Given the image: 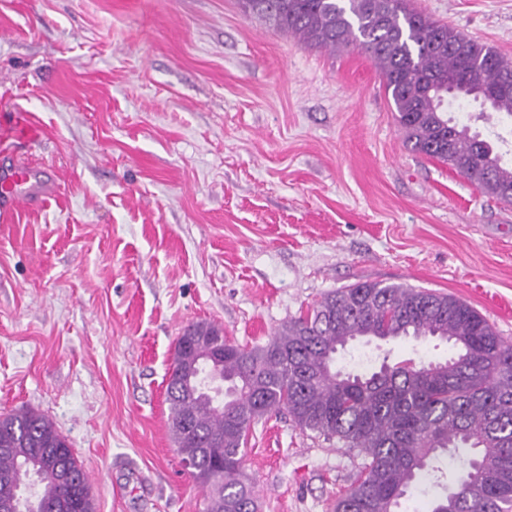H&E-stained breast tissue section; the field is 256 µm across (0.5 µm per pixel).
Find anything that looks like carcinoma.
Masks as SVG:
<instances>
[{"label": "carcinoma", "mask_w": 512, "mask_h": 512, "mask_svg": "<svg viewBox=\"0 0 512 512\" xmlns=\"http://www.w3.org/2000/svg\"><path fill=\"white\" fill-rule=\"evenodd\" d=\"M242 11L307 44L357 46L377 68L385 94L417 153L448 164L487 195L512 204V165L448 118L459 95L512 119V60L408 7L407 0H239ZM179 337L165 401L180 456L205 491L203 512H258L243 475L248 436L272 412L303 432L358 450L364 462L334 512H397L426 479L443 489L429 512H512V345L467 302L424 288L357 282L326 294L265 343L244 346L207 321ZM435 338L443 361L409 366L383 359L371 373L333 369L358 339ZM472 456L462 474L435 466L450 449ZM0 501L17 512H95L86 473L44 414L0 417Z\"/></svg>", "instance_id": "1"}]
</instances>
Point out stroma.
Returning <instances> with one entry per match:
<instances>
[{
	"label": "stroma",
	"mask_w": 512,
	"mask_h": 512,
	"mask_svg": "<svg viewBox=\"0 0 512 512\" xmlns=\"http://www.w3.org/2000/svg\"><path fill=\"white\" fill-rule=\"evenodd\" d=\"M512 58V0H409ZM480 102L448 101L482 137ZM39 130L25 142L16 131ZM56 196L0 223V415H48L97 512H202L168 430L184 326L261 344L356 282L454 295L512 345V204L411 151L369 56L238 0H0V153ZM442 361L359 340L338 370ZM258 512H333L361 456L272 413L249 437Z\"/></svg>",
	"instance_id": "35a3bbf8"
}]
</instances>
